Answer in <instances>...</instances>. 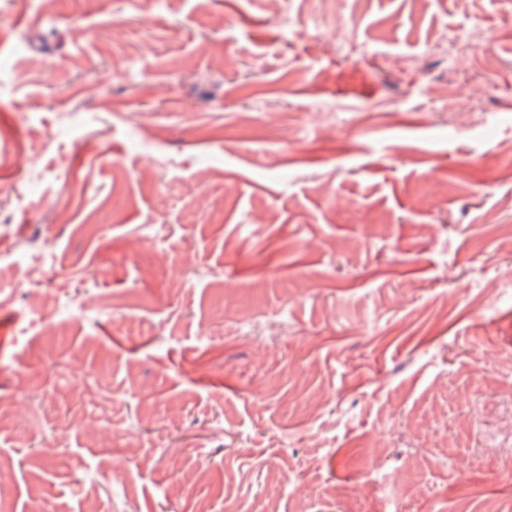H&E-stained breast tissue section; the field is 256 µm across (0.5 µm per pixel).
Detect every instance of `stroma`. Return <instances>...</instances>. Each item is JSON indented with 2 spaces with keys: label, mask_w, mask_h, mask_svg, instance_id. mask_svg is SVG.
I'll return each instance as SVG.
<instances>
[{
  "label": "stroma",
  "mask_w": 512,
  "mask_h": 512,
  "mask_svg": "<svg viewBox=\"0 0 512 512\" xmlns=\"http://www.w3.org/2000/svg\"><path fill=\"white\" fill-rule=\"evenodd\" d=\"M0 466L512 512V0H0Z\"/></svg>",
  "instance_id": "obj_1"
}]
</instances>
